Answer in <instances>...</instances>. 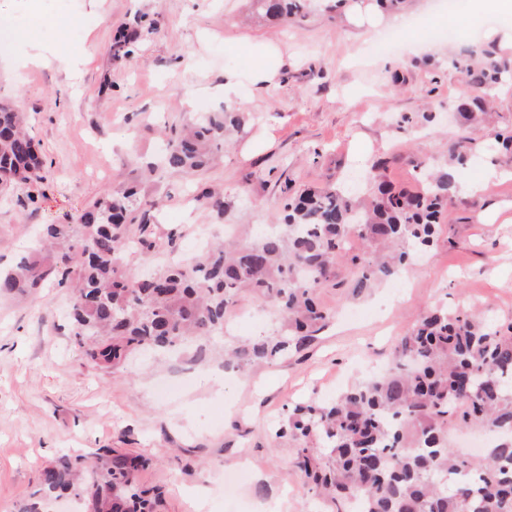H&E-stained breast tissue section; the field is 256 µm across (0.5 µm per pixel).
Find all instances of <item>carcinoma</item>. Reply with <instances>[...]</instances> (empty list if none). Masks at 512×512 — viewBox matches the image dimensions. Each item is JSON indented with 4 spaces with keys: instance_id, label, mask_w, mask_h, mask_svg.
I'll return each mask as SVG.
<instances>
[{
    "instance_id": "cac0c4a2",
    "label": "carcinoma",
    "mask_w": 512,
    "mask_h": 512,
    "mask_svg": "<svg viewBox=\"0 0 512 512\" xmlns=\"http://www.w3.org/2000/svg\"><path fill=\"white\" fill-rule=\"evenodd\" d=\"M314 0H254L267 17L292 22L306 17ZM140 33L123 30L112 57L135 54ZM450 66L477 92L459 111L471 124L486 120V98L512 78V52L490 43L464 47ZM245 126L239 112L210 113L174 132L164 163L173 173L203 169L212 148L230 142ZM502 153L512 163V134L464 136L448 146V160L417 191L381 181L361 198L352 188L306 190L284 205L281 224L250 241L208 247L190 264L170 265L141 278L126 262L128 245L155 247L150 211L155 203L134 186L95 200L74 223L48 224L44 245L17 266L0 272V297L36 293L50 282L68 290L73 336L91 369L118 370L139 352L172 351L192 336L224 329V316L239 296L270 300L288 324L287 335L228 347L227 360L245 367L283 356L313 338L329 312L316 290L336 279L349 259L353 292L394 275L409 249L430 246L448 208L466 205L459 172L476 158ZM38 144L24 114L0 104V188L39 178ZM363 250L347 256L345 241ZM478 426L508 438L485 456L468 458L448 447V427ZM330 443L326 464L316 448L299 450L297 466L315 487L336 494L360 512H512V324L497 327L469 308L429 310L397 342L384 374L349 386L326 406L295 407L279 436ZM148 459L111 448L96 463L62 456L40 475V500L20 512H41V500L72 495L85 512H156L159 495L138 487Z\"/></svg>"
}]
</instances>
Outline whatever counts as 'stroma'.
<instances>
[{
    "mask_svg": "<svg viewBox=\"0 0 512 512\" xmlns=\"http://www.w3.org/2000/svg\"><path fill=\"white\" fill-rule=\"evenodd\" d=\"M409 0V24L369 28L347 11L315 9L300 24L252 19V0H0V103L24 113L42 159L38 182L0 192V271L38 245L41 225L66 223L104 194L137 184L156 202V248L131 252L144 273L196 258L201 235L246 238L280 223L285 188L352 183L385 159L387 181L416 189L468 127L445 115L472 89L451 53L512 31L508 15L470 0ZM49 18L51 26L40 23ZM153 24L138 53L113 59L116 32ZM278 45L283 81L251 98L224 96V69H247L254 44ZM55 61L41 64L46 50ZM406 83H399V76ZM242 112L246 126L193 174L145 177L174 129L210 112ZM465 207L433 244L362 293L353 271L319 289L330 316L305 348L268 364L224 368V344L272 334L269 302L242 296L224 331L175 356L145 353L120 371L91 370L74 340L66 292L0 298V512L32 501L40 470L64 455L114 448L148 458L139 484L159 512H336L304 484L298 440L277 431L294 405L331 402L389 359L424 311L468 305L512 323V168L486 155L460 176ZM220 194L223 210L202 205Z\"/></svg>",
    "mask_w": 512,
    "mask_h": 512,
    "instance_id": "1",
    "label": "stroma"
}]
</instances>
